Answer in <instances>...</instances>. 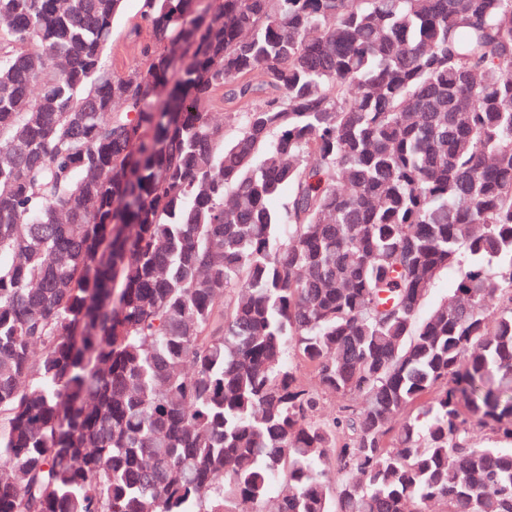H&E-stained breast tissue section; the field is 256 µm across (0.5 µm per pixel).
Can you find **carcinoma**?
<instances>
[{"label": "carcinoma", "mask_w": 512, "mask_h": 512, "mask_svg": "<svg viewBox=\"0 0 512 512\" xmlns=\"http://www.w3.org/2000/svg\"><path fill=\"white\" fill-rule=\"evenodd\" d=\"M139 2L0 0V512H512V0ZM137 10L138 2L136 0H129L127 2L126 14L116 23L110 54V62L114 71L123 72L136 61L137 51L130 41L127 40L126 33L135 21Z\"/></svg>", "instance_id": "carcinoma-1"}]
</instances>
